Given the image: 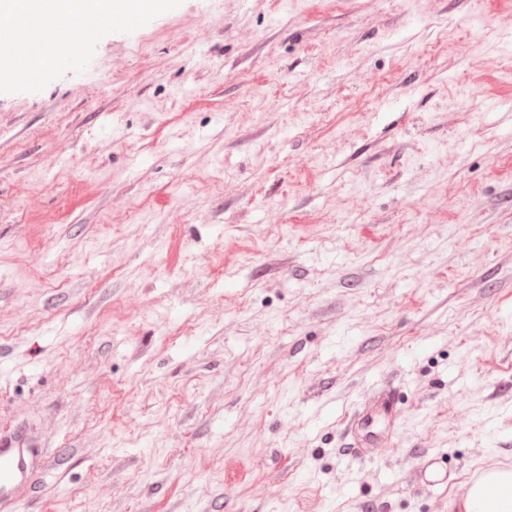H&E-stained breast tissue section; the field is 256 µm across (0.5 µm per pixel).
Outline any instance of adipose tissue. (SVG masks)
Here are the masks:
<instances>
[{
    "label": "adipose tissue",
    "instance_id": "obj_1",
    "mask_svg": "<svg viewBox=\"0 0 512 512\" xmlns=\"http://www.w3.org/2000/svg\"><path fill=\"white\" fill-rule=\"evenodd\" d=\"M451 508L453 512H512V469L481 470Z\"/></svg>",
    "mask_w": 512,
    "mask_h": 512
}]
</instances>
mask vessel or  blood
Listing matches in <instances>:
<instances>
[{"label":"vessel or blood","mask_w":512,"mask_h":512,"mask_svg":"<svg viewBox=\"0 0 512 512\" xmlns=\"http://www.w3.org/2000/svg\"><path fill=\"white\" fill-rule=\"evenodd\" d=\"M400 406L396 388L389 385L379 390L349 417L343 429L344 447L361 457H370L388 438L387 427L396 419ZM37 454L26 436L0 438V505L10 504L19 487L34 485Z\"/></svg>","instance_id":"vessel-or-blood-1"}]
</instances>
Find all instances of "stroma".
<instances>
[{
    "label": "stroma",
    "mask_w": 512,
    "mask_h": 512,
    "mask_svg": "<svg viewBox=\"0 0 512 512\" xmlns=\"http://www.w3.org/2000/svg\"><path fill=\"white\" fill-rule=\"evenodd\" d=\"M511 109L512 0H182L0 93L12 512H450L512 467ZM399 391L392 385L375 393L352 414L343 429V448L363 457H370L389 437L388 425L393 424L400 411ZM384 423V428L375 431L376 423ZM30 446L33 445L23 434L13 439L0 438V505L10 504L19 487H32L36 482L33 463L39 450Z\"/></svg>",
    "instance_id": "1"
}]
</instances>
